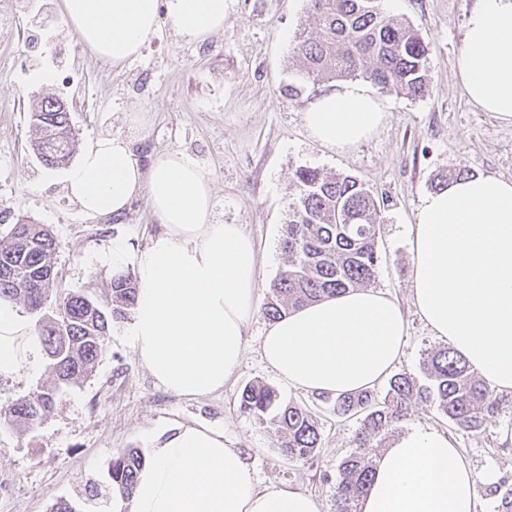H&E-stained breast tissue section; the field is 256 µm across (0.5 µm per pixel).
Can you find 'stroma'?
<instances>
[{
  "label": "stroma",
  "mask_w": 512,
  "mask_h": 512,
  "mask_svg": "<svg viewBox=\"0 0 512 512\" xmlns=\"http://www.w3.org/2000/svg\"><path fill=\"white\" fill-rule=\"evenodd\" d=\"M478 0H384L385 11L411 22L428 43L429 83L423 96L382 93L387 116L366 141L343 151L315 141L302 112L331 83L302 78L294 51L300 30H316L307 0H226L224 29L188 43L160 20L140 55L123 66L93 57L80 43L61 0H0V236L17 220L47 225L57 242L59 287L108 299L112 252L135 253L161 224L146 198H134L118 218L90 216L66 191L62 170L34 156L31 110L44 97L66 100L76 146L99 137L130 141L141 166L177 150L207 176L214 214L242 225L258 249L257 305L287 264L280 248L295 173L315 168L362 181L381 200L380 264L372 288L385 291L408 319L397 372L423 380L427 350L440 346L418 317L409 281V226L438 176L467 169L473 176L512 178V123L466 96L455 62L465 22ZM302 88L288 94L289 85ZM130 319L113 321L93 376L62 389L44 421L20 431L3 419L17 399L50 382L46 369L0 377V512H51L57 499L75 512H105L108 499L91 490L110 483L113 457L157 446L183 425L223 430L243 449L261 484L310 493L333 512L336 467L353 450L358 420L342 421L313 395L285 386L261 358L269 324L256 314L245 357L223 389L197 397L166 391L139 362L127 336ZM261 382L285 402L306 405L321 428L309 462L290 461L273 433L239 406L245 384ZM407 427L451 432L473 470L498 475L499 493L512 490V414L488 421L483 433L450 431L434 404L416 403Z\"/></svg>",
  "instance_id": "1"
}]
</instances>
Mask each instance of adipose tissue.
<instances>
[{"label":"adipose tissue","mask_w":512,"mask_h":512,"mask_svg":"<svg viewBox=\"0 0 512 512\" xmlns=\"http://www.w3.org/2000/svg\"><path fill=\"white\" fill-rule=\"evenodd\" d=\"M225 0H62L84 47L119 65L136 57L159 18L202 43L224 27ZM456 67L469 99L512 122V0H478ZM387 107L366 83L345 81L303 113L310 134L345 150L382 124ZM66 189L91 216L122 215L145 196L164 229L133 255L139 292L132 347L154 379L196 397L223 389L246 351L258 290L257 250L241 225L217 221L209 180L177 151L140 167L128 141L95 138L66 173ZM410 291L420 319L489 389L512 394V179L451 181L423 200L410 229ZM407 322L397 302L357 288L273 321L264 361L289 387L332 397L376 388L399 363ZM41 343L0 303V376L32 370ZM477 476L447 433L407 430L376 460L361 512H479ZM112 512H321L285 484L259 485L221 430L186 425L149 450L127 502Z\"/></svg>","instance_id":"adipose-tissue-1"}]
</instances>
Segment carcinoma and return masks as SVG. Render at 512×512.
Returning a JSON list of instances; mask_svg holds the SVG:
<instances>
[{
	"label": "carcinoma",
	"mask_w": 512,
	"mask_h": 512,
	"mask_svg": "<svg viewBox=\"0 0 512 512\" xmlns=\"http://www.w3.org/2000/svg\"><path fill=\"white\" fill-rule=\"evenodd\" d=\"M319 31L295 36V52L309 81L363 79L382 91L407 97L424 94L428 83V46L408 21L383 11L381 0H308ZM31 149L47 166L69 163L75 143L69 112L41 100ZM296 196L288 207L281 248L288 264L270 286L263 313L271 321L310 303L362 288L379 264V205L370 189L350 175H325L301 169L295 175ZM57 244L43 224L17 222L0 237V301L21 302L40 312L56 291ZM138 280L130 271L114 273L109 299L102 306L85 291L57 294L56 314L38 320L37 336L53 382L19 399L8 421L19 429L41 423L55 405L60 389L88 379L104 352L107 331L135 307ZM429 385L393 376L385 393L369 390L336 399L321 397L336 418L360 421L353 442L356 451L336 467L334 512H360L370 484L371 454L385 446L409 416L415 402L429 401L456 431L480 434L486 422L512 409V397L489 390L477 372L449 347L427 353ZM240 408L278 438L281 454L290 461L314 457L321 445L319 423L304 405L280 401L262 383L246 385ZM144 466L134 449L112 460V494L132 493Z\"/></svg>",
	"instance_id": "obj_1"
}]
</instances>
